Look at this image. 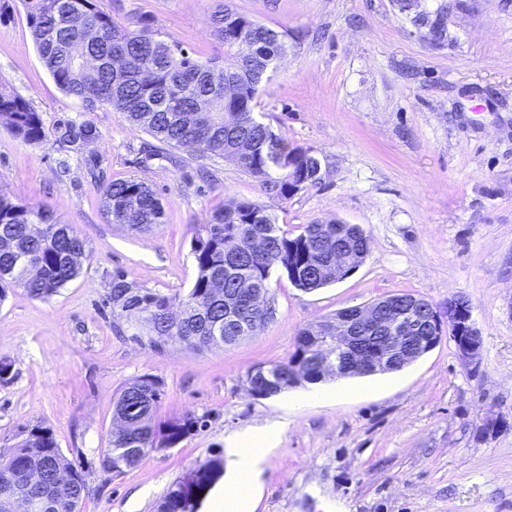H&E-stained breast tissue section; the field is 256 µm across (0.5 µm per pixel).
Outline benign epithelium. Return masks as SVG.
<instances>
[{
    "label": "benign epithelium",
    "instance_id": "benign-epithelium-1",
    "mask_svg": "<svg viewBox=\"0 0 512 512\" xmlns=\"http://www.w3.org/2000/svg\"><path fill=\"white\" fill-rule=\"evenodd\" d=\"M359 267L338 253L336 265L328 266L325 275L329 281H340ZM329 322L330 333L317 339L322 356L314 369L297 373L302 380L397 371L433 350L446 336L454 340L457 355L465 364L473 363L482 347L472 307L457 298L448 299L444 318L425 298L396 305L382 299L340 310ZM48 508V500L38 494L21 503L24 512H47Z\"/></svg>",
    "mask_w": 512,
    "mask_h": 512
}]
</instances>
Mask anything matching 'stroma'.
<instances>
[{
    "label": "stroma",
    "instance_id": "stroma-1",
    "mask_svg": "<svg viewBox=\"0 0 512 512\" xmlns=\"http://www.w3.org/2000/svg\"><path fill=\"white\" fill-rule=\"evenodd\" d=\"M285 34L287 54L260 87L257 116L324 157L322 181L291 199L267 194L232 163L160 143L120 112L66 96L41 63L20 0L0 19V93L25 98L47 131L91 122L98 136L58 166L54 138L27 143L0 126V193L72 225L92 252L48 300L0 302V453L46 425L81 471L79 512H156L171 484L223 456L233 435L281 424L255 512H512V0H103L114 21H145L201 59L223 60L219 4ZM144 179L164 215L137 233L109 223L107 183ZM261 203L289 236L337 219L370 239L343 280L304 292L270 282L272 319L211 350L137 337L107 297L115 271L180 303L195 278L191 240L218 207ZM411 294L447 310L467 299L483 343L472 365L453 340L371 391L305 401L304 381L268 398L257 366L286 361L298 332L340 309ZM165 384L157 421L196 432L124 473L101 456L114 403L133 379Z\"/></svg>",
    "mask_w": 512,
    "mask_h": 512
}]
</instances>
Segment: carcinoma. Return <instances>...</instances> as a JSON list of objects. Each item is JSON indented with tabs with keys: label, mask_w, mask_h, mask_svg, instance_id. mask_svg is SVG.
I'll use <instances>...</instances> for the list:
<instances>
[{
	"label": "carcinoma",
	"mask_w": 512,
	"mask_h": 512,
	"mask_svg": "<svg viewBox=\"0 0 512 512\" xmlns=\"http://www.w3.org/2000/svg\"><path fill=\"white\" fill-rule=\"evenodd\" d=\"M32 40L40 59L65 94L81 99L90 110L108 105L122 113L133 126L159 142L189 154L217 157L249 173L264 190L281 199L294 196L299 184L309 188L322 176L310 167L309 149L288 144L255 116L256 98L263 78L286 52L285 35L270 29L251 28L253 20L224 6L214 14L215 32L224 41V65L190 56L182 47L159 39L147 25H119L100 6V0H72L77 27L67 20L61 0H21ZM233 82L228 102L216 105L214 120L196 125L180 118L210 101L213 83ZM0 125L27 143L47 137L42 118L20 96L0 95ZM55 142L61 152L78 151L80 142L97 136L88 122L55 127ZM294 166L289 183L273 169L274 163ZM103 210L110 222L142 232L161 223L163 207L154 190L141 178L117 180L103 194ZM349 247L353 262L368 252L364 230L351 227L336 236V222H315L295 237L276 224L266 206L244 199L214 210L195 228L191 242L196 277L180 303L178 315L169 299L142 291L117 271L112 275V307L135 317L150 341L177 340L203 350L233 344L260 332L273 309L252 307L243 293L248 281L264 285L269 293L273 271L285 273L305 292L325 286L323 269L336 262V243ZM27 255L38 267L31 275L21 269L18 254ZM90 250L84 238L53 215L0 193V301L7 289L19 287L29 296L47 300L76 279ZM306 330L295 341L293 354L284 362L263 369L262 382L251 389L267 398L296 384L295 365L307 352ZM164 395L162 380L145 374L122 389L114 406L115 420L102 467L113 473L134 468L150 451L171 448L195 430L198 421L189 416L155 420V410ZM42 471L43 487L55 502V512H72L85 495L82 473L59 448L51 428L35 426L9 449L0 463V481L11 476L26 483ZM223 472L216 457L195 469L192 490L196 512ZM187 480L175 481L158 510L176 512L175 503L188 493Z\"/></svg>",
	"instance_id": "1"
}]
</instances>
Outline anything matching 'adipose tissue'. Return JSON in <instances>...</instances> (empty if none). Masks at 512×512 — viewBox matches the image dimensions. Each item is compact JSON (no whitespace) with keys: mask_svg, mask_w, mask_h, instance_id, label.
Segmentation results:
<instances>
[{"mask_svg":"<svg viewBox=\"0 0 512 512\" xmlns=\"http://www.w3.org/2000/svg\"><path fill=\"white\" fill-rule=\"evenodd\" d=\"M279 440L277 426L235 436L226 450L229 491L217 499L214 512H251L262 465Z\"/></svg>","mask_w":512,"mask_h":512,"instance_id":"adipose-tissue-1","label":"adipose tissue"}]
</instances>
